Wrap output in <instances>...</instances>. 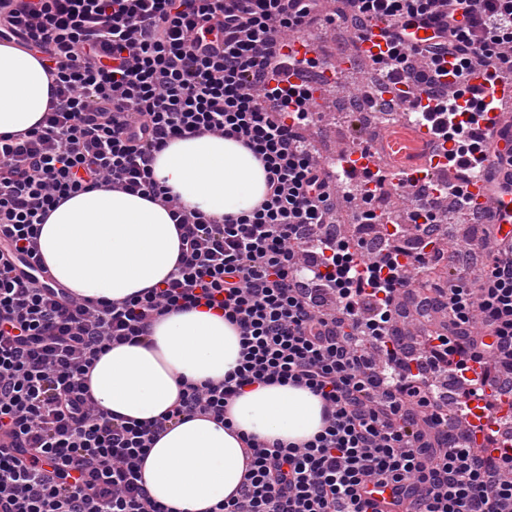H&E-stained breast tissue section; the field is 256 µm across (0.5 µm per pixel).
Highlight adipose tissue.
<instances>
[{
  "instance_id": "ef3b65f1",
  "label": "adipose tissue",
  "mask_w": 512,
  "mask_h": 512,
  "mask_svg": "<svg viewBox=\"0 0 512 512\" xmlns=\"http://www.w3.org/2000/svg\"><path fill=\"white\" fill-rule=\"evenodd\" d=\"M36 56L0 44V135L34 127L48 103ZM154 176L184 204L225 218L255 207L266 191L262 163L243 144L206 135L173 140ZM54 279L81 297L122 300L173 272L179 236L167 209L137 194L79 193L50 213L39 238ZM234 326L204 310L173 312L138 345L101 355L90 372L97 407L139 421L166 412L181 381H219L239 359ZM232 429L204 417L171 426L150 448L142 472L157 501L177 512H208L239 489L246 468L239 433L300 443L323 425L321 400L294 386L248 388L234 399Z\"/></svg>"
}]
</instances>
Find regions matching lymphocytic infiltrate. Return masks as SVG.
Masks as SVG:
<instances>
[{
	"mask_svg": "<svg viewBox=\"0 0 512 512\" xmlns=\"http://www.w3.org/2000/svg\"><path fill=\"white\" fill-rule=\"evenodd\" d=\"M319 2L0 0V41L33 53L50 88L35 127L0 136V512H174L143 480L149 449L191 416L231 427L227 406L255 384L308 389L323 426L301 444L240 434L243 481L210 512H369L374 483L393 488L396 512H512V447H499L497 429L482 450L439 436L448 413L435 385L475 364L473 385L512 391V236L484 225L496 250L480 278L421 301L448 311L449 334L408 346L399 295L431 261L420 253L407 263L391 244L362 263L326 234L336 197L303 136L311 95L284 76L282 39ZM345 2L355 31L389 23L392 70L426 94L448 164L493 157L487 122L498 103L447 93L446 63L512 80V0ZM421 26L434 30L426 44H404ZM203 135L261 161L266 193L253 209L209 216L155 181L159 152ZM98 187L169 211L180 250L162 285L108 302L15 275L18 257L41 259L50 212ZM202 306L236 328V368L183 383L149 421L101 412L89 389L100 355Z\"/></svg>",
	"mask_w": 512,
	"mask_h": 512,
	"instance_id": "lymphocytic-infiltrate-1",
	"label": "lymphocytic infiltrate"
}]
</instances>
